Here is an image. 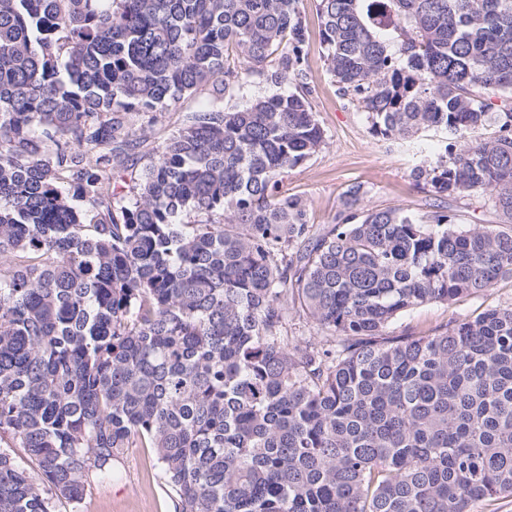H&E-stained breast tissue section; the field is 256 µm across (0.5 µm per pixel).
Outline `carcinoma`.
Wrapping results in <instances>:
<instances>
[{
  "label": "carcinoma",
  "mask_w": 512,
  "mask_h": 512,
  "mask_svg": "<svg viewBox=\"0 0 512 512\" xmlns=\"http://www.w3.org/2000/svg\"><path fill=\"white\" fill-rule=\"evenodd\" d=\"M301 2L0 0V512L77 505L140 447L182 512L512 495V307L390 332L512 279V0H316L336 93L378 137L443 131L412 178L502 219L351 185L323 228L279 192L325 145ZM254 73L288 90L224 107Z\"/></svg>",
  "instance_id": "carcinoma-1"
}]
</instances>
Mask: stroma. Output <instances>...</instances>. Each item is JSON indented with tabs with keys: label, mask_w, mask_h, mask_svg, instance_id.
<instances>
[{
	"label": "stroma",
	"mask_w": 512,
	"mask_h": 512,
	"mask_svg": "<svg viewBox=\"0 0 512 512\" xmlns=\"http://www.w3.org/2000/svg\"><path fill=\"white\" fill-rule=\"evenodd\" d=\"M303 11L310 34V82L316 89L313 105L326 144L288 173L281 184L282 193L302 197L310 223L319 228L332 223L342 207L343 192L352 184L363 187V203L370 208L398 207L422 214L439 207L467 224L497 223L496 213L484 198L438 201L412 178V169L438 150L439 135L420 133L412 146L388 141L371 134L362 113L344 107L321 59L314 0H304ZM496 306H512V280L450 306L433 303L408 311L394 321L392 329L398 335L432 329ZM56 512H181V505L155 449L128 448L113 481L91 483L79 505L61 500Z\"/></svg>",
	"instance_id": "1"
}]
</instances>
